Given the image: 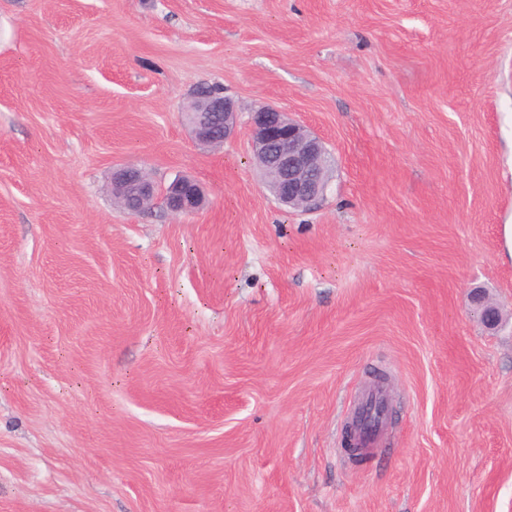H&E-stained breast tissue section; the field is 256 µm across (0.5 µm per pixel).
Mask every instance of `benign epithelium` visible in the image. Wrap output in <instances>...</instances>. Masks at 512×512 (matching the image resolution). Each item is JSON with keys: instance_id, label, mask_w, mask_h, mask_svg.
<instances>
[{"instance_id": "1", "label": "benign epithelium", "mask_w": 512, "mask_h": 512, "mask_svg": "<svg viewBox=\"0 0 512 512\" xmlns=\"http://www.w3.org/2000/svg\"><path fill=\"white\" fill-rule=\"evenodd\" d=\"M199 99V111L187 113L194 138L209 146L224 145L237 134L235 103L222 91L203 92ZM248 130L251 152L274 199L290 209L316 207L324 198L332 170L324 141L272 105L250 112ZM112 194L131 211H144L159 202L174 218L197 213L206 202L203 188L194 179L180 176L160 187L133 165L113 173ZM473 302L484 327L497 329L502 322L499 308L478 293ZM363 416L361 411L358 419L347 422L344 432V447L358 453L364 451L360 443Z\"/></svg>"}]
</instances>
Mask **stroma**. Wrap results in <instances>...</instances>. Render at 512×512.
I'll return each instance as SVG.
<instances>
[{"instance_id": "stroma-1", "label": "stroma", "mask_w": 512, "mask_h": 512, "mask_svg": "<svg viewBox=\"0 0 512 512\" xmlns=\"http://www.w3.org/2000/svg\"><path fill=\"white\" fill-rule=\"evenodd\" d=\"M264 104L331 154L314 210L264 189ZM126 165L205 208L122 209ZM508 224L512 0H0V512H512ZM198 112H187L188 121L194 138L209 146H223L237 134V112L233 100L221 90L202 92ZM473 302L476 304V310L484 327L487 330H496L502 322L499 308L478 293L474 295Z\"/></svg>"}]
</instances>
